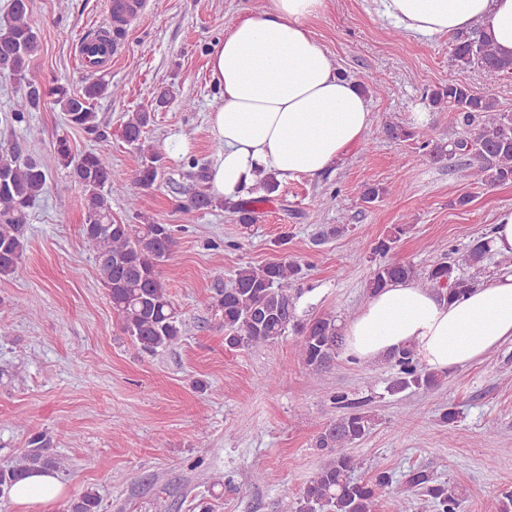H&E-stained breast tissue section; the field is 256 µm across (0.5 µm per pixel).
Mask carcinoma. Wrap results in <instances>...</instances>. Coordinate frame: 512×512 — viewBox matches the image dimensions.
I'll return each mask as SVG.
<instances>
[{"mask_svg": "<svg viewBox=\"0 0 512 512\" xmlns=\"http://www.w3.org/2000/svg\"><path fill=\"white\" fill-rule=\"evenodd\" d=\"M41 49L30 20V0H11L6 15L0 18V69L11 72L22 87L16 108L3 113L0 122L21 123L25 113L49 103L59 107L68 125L108 138L100 125L93 101L119 93L110 82L99 77L73 89L43 83L29 69L33 56ZM452 61L462 67L477 66L495 74L512 75V56L498 52L493 36L480 26L456 34ZM431 110L454 113L459 136L429 150L436 162L457 160L475 170L481 182L493 188L512 184V113L502 112L488 92L467 85L450 83L426 95ZM151 112L127 114L122 128L124 141L138 154V167L127 176L112 168L110 157L101 151L74 154L64 138L55 148L59 166L68 170L71 182L84 196L85 218L82 234L92 246L95 263L103 285L108 289L112 310L121 330L142 352L155 354L178 342L182 336V315L167 292L160 267L174 256L177 241L171 225L137 210L138 196L128 197L133 218L140 224H127L112 218V189L130 180L142 190L160 187L165 176L162 154L146 143L145 129ZM194 187L187 208L216 210L227 208L245 226L257 222V205L267 197L226 202L208 193L209 168L192 163ZM49 174L37 159H19L16 147L0 144V277L12 278L21 269L25 250V232L29 209L44 192ZM405 227L394 228L390 237L378 242L375 251L386 255L394 249ZM455 249L448 250L446 260L425 269L390 258L379 262L366 284L371 295L392 284L418 280L420 284L445 299L467 293L484 272L483 262L489 254L487 242L474 240L464 262L468 272L455 271ZM304 267L286 258L261 265L240 267L229 289H218L204 300L212 315L227 334L224 343L230 348L269 345L288 332L297 336V347L306 365L319 369L333 361L342 349L341 327L330 314L301 320L298 318L294 286L304 278ZM395 374L386 387L391 395L406 391L429 392L438 388L446 373L422 365L410 348L387 357ZM332 400L343 414L331 420L317 439V448L331 455L302 488L291 512H398L397 498L405 494L424 496L434 512H461L462 492L446 482H438L422 469L411 470L390 492L393 478L378 470L368 480L358 481L353 473L363 462L341 449L362 441L373 429L372 415L364 404L336 392ZM50 440L44 432L31 434L28 446L17 463L0 469V498H9L15 483L28 474L42 470H64L65 460L49 453ZM100 498L92 490L69 506V512H99Z\"/></svg>", "mask_w": 512, "mask_h": 512, "instance_id": "carcinoma-1", "label": "carcinoma"}]
</instances>
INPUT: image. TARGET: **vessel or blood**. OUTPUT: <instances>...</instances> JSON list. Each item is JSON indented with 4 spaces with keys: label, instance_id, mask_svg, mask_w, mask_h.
Segmentation results:
<instances>
[{
    "label": "vessel or blood",
    "instance_id": "vessel-or-blood-1",
    "mask_svg": "<svg viewBox=\"0 0 512 512\" xmlns=\"http://www.w3.org/2000/svg\"><path fill=\"white\" fill-rule=\"evenodd\" d=\"M110 24L82 36L76 44L77 57L97 72L111 69L120 54V33L137 20L145 9V0H107Z\"/></svg>",
    "mask_w": 512,
    "mask_h": 512
}]
</instances>
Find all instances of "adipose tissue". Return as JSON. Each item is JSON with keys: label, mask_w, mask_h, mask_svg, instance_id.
<instances>
[{"label": "adipose tissue", "mask_w": 512, "mask_h": 512, "mask_svg": "<svg viewBox=\"0 0 512 512\" xmlns=\"http://www.w3.org/2000/svg\"><path fill=\"white\" fill-rule=\"evenodd\" d=\"M377 15L419 40L490 27L512 56V0H373ZM327 0H268L240 15L209 59L220 101L209 112L222 149L210 184L237 200L267 173L314 178L361 144L371 123L369 101L342 77L310 23ZM345 355L358 364L413 346L421 363L449 371L480 361L512 341V267L451 302L415 282L374 294L344 327ZM63 491L57 475L36 472L12 491L20 504H44Z\"/></svg>", "instance_id": "adipose-tissue-1"}]
</instances>
